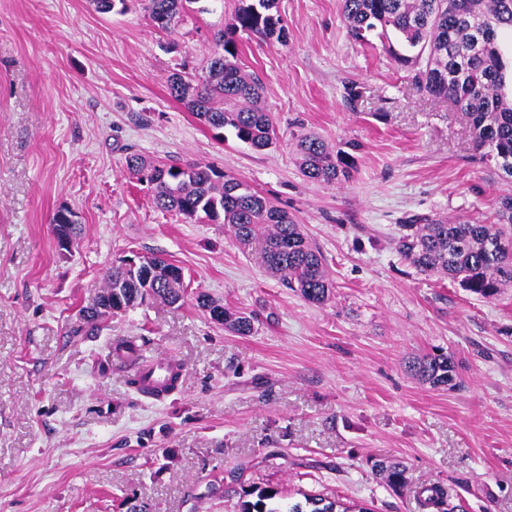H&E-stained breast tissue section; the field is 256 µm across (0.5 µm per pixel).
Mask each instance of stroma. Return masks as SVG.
Wrapping results in <instances>:
<instances>
[{"instance_id": "obj_1", "label": "stroma", "mask_w": 512, "mask_h": 512, "mask_svg": "<svg viewBox=\"0 0 512 512\" xmlns=\"http://www.w3.org/2000/svg\"><path fill=\"white\" fill-rule=\"evenodd\" d=\"M238 0H196L173 34L139 0H0V512H232L206 483L281 449L250 483L280 498L322 495L352 512H512V287L491 299L419 273L396 251L402 224L440 216L490 224L512 180L474 156L466 116L420 90L388 41H353L342 0H278L287 44L241 35L277 132L257 151L214 135L167 92L200 73ZM138 113L149 120L135 121ZM358 143L349 180L300 172L295 143ZM195 162L247 182L302 224L333 294L305 301L221 224L158 209L128 154ZM82 231L58 249L59 208ZM159 256L185 299L100 319L73 335L112 263ZM206 293L254 313L240 336L198 308ZM131 340L182 368L175 392L146 397L112 355ZM453 357L460 387L419 381L409 361ZM396 461L405 483L376 474Z\"/></svg>"}]
</instances>
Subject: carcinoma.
<instances>
[{
	"label": "carcinoma",
	"instance_id": "obj_1",
	"mask_svg": "<svg viewBox=\"0 0 512 512\" xmlns=\"http://www.w3.org/2000/svg\"><path fill=\"white\" fill-rule=\"evenodd\" d=\"M154 27L173 32L197 0H141ZM350 36L369 43L375 34H394L403 52L395 58L413 68V81L436 98L448 100L470 121L479 159L512 179V55L500 39L512 34V0H342ZM278 0H239L229 22L217 32L221 50L207 63L205 74L191 79L180 72L167 77L169 95L203 120L213 131L229 129L255 150L273 145L275 125L260 105L262 85L239 65L236 35L260 36L284 44L288 29L278 14ZM350 150L329 147L321 138L298 136L302 175L310 181L336 183L350 177ZM126 166L147 185L155 206L186 219L223 224L242 244L255 247L270 275L315 305L332 293L324 259L288 211L274 204L248 183L194 162L163 163L134 153ZM494 224H471L447 219H422L404 224L395 240L397 252L418 272L446 277L464 290L492 298L512 286V195L500 199ZM181 267L160 257L141 258L137 267L120 258L105 274L95 303L80 310V320L93 323L126 312L145 300L175 304L184 298ZM197 306L224 328L249 335L253 317L232 311L200 293ZM115 354L131 372L129 383L139 387L140 350L128 342L115 344ZM414 375L432 387L460 386L457 367L445 354L426 355L412 364ZM257 461L244 460L207 483L217 499L235 497L236 512H336V501L322 495L305 503L277 500L278 490L247 483ZM390 487L402 485L400 464L378 469ZM426 504L446 512L448 491L440 485L426 489Z\"/></svg>",
	"mask_w": 512,
	"mask_h": 512
}]
</instances>
